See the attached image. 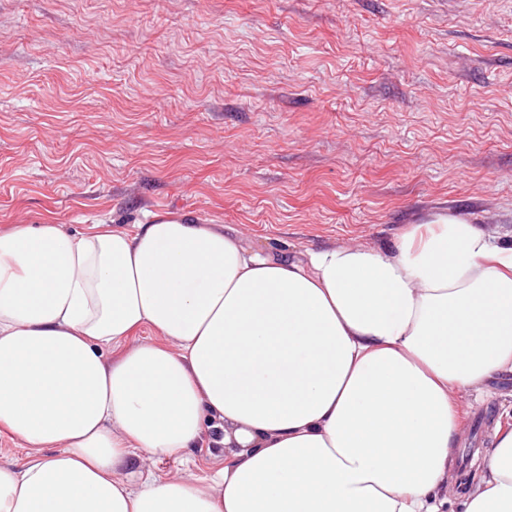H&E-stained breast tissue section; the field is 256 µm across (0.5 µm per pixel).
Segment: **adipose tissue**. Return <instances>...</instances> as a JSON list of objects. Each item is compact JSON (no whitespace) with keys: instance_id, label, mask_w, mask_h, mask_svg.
<instances>
[{"instance_id":"ef3b65f1","label":"adipose tissue","mask_w":512,"mask_h":512,"mask_svg":"<svg viewBox=\"0 0 512 512\" xmlns=\"http://www.w3.org/2000/svg\"><path fill=\"white\" fill-rule=\"evenodd\" d=\"M503 373L512 247L464 221L301 260L176 214L0 232V512H446L462 399ZM209 419L213 479L141 475ZM458 510L512 512L511 427ZM17 438L0 432V462L20 465L26 458V448Z\"/></svg>"}]
</instances>
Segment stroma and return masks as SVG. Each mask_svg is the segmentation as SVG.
Here are the masks:
<instances>
[{
    "label": "stroma",
    "mask_w": 512,
    "mask_h": 512,
    "mask_svg": "<svg viewBox=\"0 0 512 512\" xmlns=\"http://www.w3.org/2000/svg\"><path fill=\"white\" fill-rule=\"evenodd\" d=\"M439 208L512 242V0H0V231L175 211L296 259ZM223 437L144 467L210 477Z\"/></svg>",
    "instance_id": "stroma-1"
}]
</instances>
